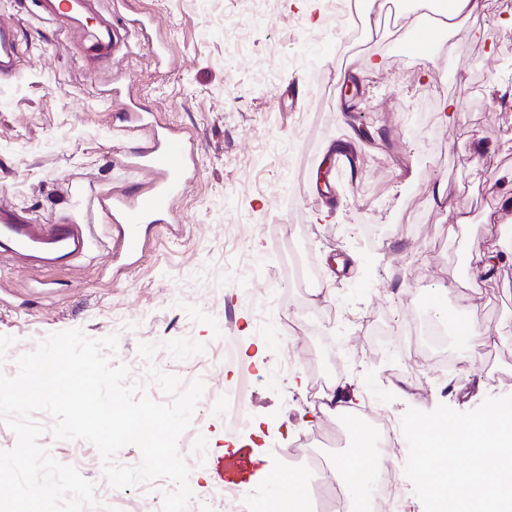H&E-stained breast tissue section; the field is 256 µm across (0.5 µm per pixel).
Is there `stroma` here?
Segmentation results:
<instances>
[{
	"instance_id": "1",
	"label": "stroma",
	"mask_w": 512,
	"mask_h": 512,
	"mask_svg": "<svg viewBox=\"0 0 512 512\" xmlns=\"http://www.w3.org/2000/svg\"><path fill=\"white\" fill-rule=\"evenodd\" d=\"M129 19L134 49L92 72L75 59L71 35L38 16L36 0H0V18L17 31L21 73L0 83V203L43 219L70 208L69 179L104 187L146 186L148 174L125 168L119 153L134 139L112 115L128 100L158 124L181 127L198 144L196 178L174 204L178 221L150 229L133 265L101 249L79 266L0 264V373L48 335L80 329L116 335L110 365H126L129 382L149 363L140 343L156 345L152 364L182 384L202 379L204 393L178 442L195 497L187 512H205L215 460L226 480L268 498L270 471L318 475L309 453L327 463L349 455L341 418L315 415L309 391L325 378L342 385L355 411L371 404L400 424L408 408L446 405L466 412L486 398L512 395V260L493 277L474 276L473 243L500 245L512 230V201L497 176L512 175V9L481 0L479 12L447 31L432 62L398 52L394 29H367L347 18L348 37L326 33L328 0H112ZM164 43L155 60L145 41ZM379 57L380 68L367 67ZM360 71L364 97L341 109L336 70ZM111 82L116 96L101 95ZM303 89L291 97L293 85ZM455 102L451 120L444 103ZM357 177L341 174L331 194H314L310 160L359 131ZM442 197H435V190ZM467 223H458V215ZM381 231L375 241L364 226ZM312 259L331 295L292 278L294 251ZM476 319L481 350L473 365L432 379L427 360L410 374V356L383 333L416 315ZM305 315L284 335L283 314ZM232 340L237 363H224ZM294 358L295 368L277 367ZM253 375L241 378L243 368ZM241 385L243 424L229 431L224 388ZM307 442L309 453L287 449ZM41 447L94 482L89 512H161L165 479L126 489L102 476L96 447L58 440Z\"/></svg>"
}]
</instances>
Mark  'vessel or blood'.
I'll return each mask as SVG.
<instances>
[{"mask_svg":"<svg viewBox=\"0 0 512 512\" xmlns=\"http://www.w3.org/2000/svg\"><path fill=\"white\" fill-rule=\"evenodd\" d=\"M105 0H40V17L57 30L81 33L80 57L85 66L105 68L126 46L127 19L113 16ZM439 44L429 28L412 34L403 44L406 53H433ZM20 71L16 29L0 20V80L9 82ZM131 170H144L153 179L146 189L118 194L91 180L76 178L68 184L70 211L53 221L0 204V260L29 266L75 265L101 245L96 227L114 225L120 238L118 252L131 259L142 252L143 224H171L174 203L183 195L197 168V153L190 136L176 127L151 135L126 154Z\"/></svg>","mask_w":512,"mask_h":512,"instance_id":"vessel-or-blood-1","label":"vessel or blood"}]
</instances>
